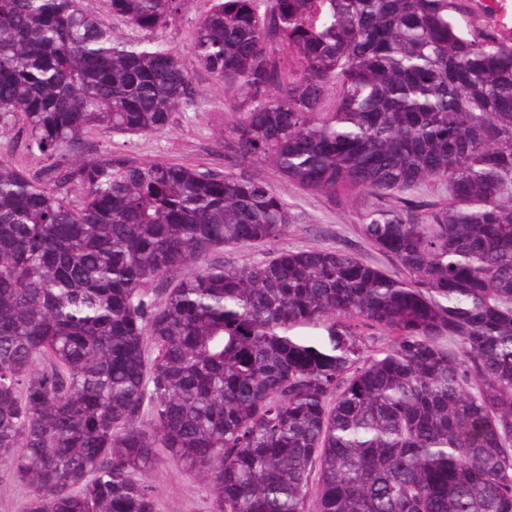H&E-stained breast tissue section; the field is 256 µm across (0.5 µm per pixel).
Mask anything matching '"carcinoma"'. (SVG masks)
Masks as SVG:
<instances>
[{
  "instance_id": "carcinoma-1",
  "label": "carcinoma",
  "mask_w": 512,
  "mask_h": 512,
  "mask_svg": "<svg viewBox=\"0 0 512 512\" xmlns=\"http://www.w3.org/2000/svg\"><path fill=\"white\" fill-rule=\"evenodd\" d=\"M465 3L211 0L190 46L232 152L396 199L359 227L395 278L345 248L208 262L288 233L245 171L57 162L198 105L149 37L190 0H108L128 34L87 0H0V130L51 161H0V463L27 512H154L160 448L215 512H512V39ZM427 182L451 203L408 198Z\"/></svg>"
}]
</instances>
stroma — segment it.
Segmentation results:
<instances>
[{
	"mask_svg": "<svg viewBox=\"0 0 512 512\" xmlns=\"http://www.w3.org/2000/svg\"><path fill=\"white\" fill-rule=\"evenodd\" d=\"M209 7L208 0H191L176 22L154 31L155 40L177 46L205 92L197 107L174 113L169 124L148 136H107L95 131L86 134L78 152L86 158L120 153L138 161L166 160L199 168L243 169L271 185L287 202L290 229L280 245L285 249H336L351 247L372 265L397 276L401 270L390 257L363 239L359 224L375 203L364 192L351 190L330 198L309 192L285 179L267 162L257 159L240 164L226 148L235 119L231 106L217 89L211 74L199 68L190 54V45L199 16ZM28 131L16 122L9 132L0 133V158L35 171L43 162L27 149ZM154 495L155 512H214L213 496L206 482L186 474L160 457L141 476Z\"/></svg>",
	"mask_w": 512,
	"mask_h": 512,
	"instance_id": "1",
	"label": "stroma"
}]
</instances>
